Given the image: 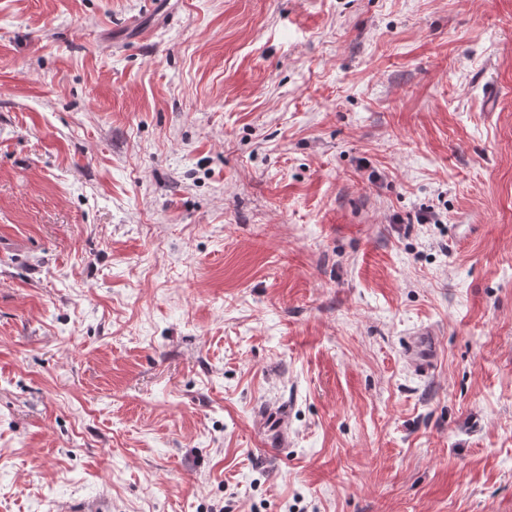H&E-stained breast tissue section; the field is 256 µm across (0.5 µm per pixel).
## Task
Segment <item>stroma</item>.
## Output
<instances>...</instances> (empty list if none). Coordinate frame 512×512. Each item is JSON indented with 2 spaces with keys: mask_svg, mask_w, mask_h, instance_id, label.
<instances>
[{
  "mask_svg": "<svg viewBox=\"0 0 512 512\" xmlns=\"http://www.w3.org/2000/svg\"><path fill=\"white\" fill-rule=\"evenodd\" d=\"M0 512H512V0H0ZM434 356V347L429 336H417L409 344V360L412 366L420 371L427 372Z\"/></svg>",
  "mask_w": 512,
  "mask_h": 512,
  "instance_id": "1",
  "label": "stroma"
}]
</instances>
